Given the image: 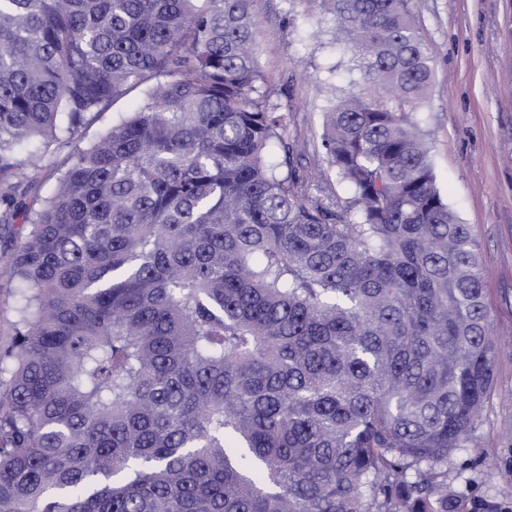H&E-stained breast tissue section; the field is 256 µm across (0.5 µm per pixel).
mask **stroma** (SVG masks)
<instances>
[{
	"label": "stroma",
	"mask_w": 512,
	"mask_h": 512,
	"mask_svg": "<svg viewBox=\"0 0 512 512\" xmlns=\"http://www.w3.org/2000/svg\"><path fill=\"white\" fill-rule=\"evenodd\" d=\"M433 58L427 99L414 117L432 147L436 184L477 240L486 300L498 338L494 385L468 447L448 457V486L466 512H512V0H415ZM258 65L274 100L296 114L291 137L312 161L322 109L335 89L373 94L333 42L330 16L286 0H254ZM34 144L19 150L33 204L54 186L53 172L73 147L39 164ZM0 226V336L10 335L17 281L10 238Z\"/></svg>",
	"instance_id": "stroma-1"
}]
</instances>
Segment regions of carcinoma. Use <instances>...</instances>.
<instances>
[{"mask_svg":"<svg viewBox=\"0 0 512 512\" xmlns=\"http://www.w3.org/2000/svg\"><path fill=\"white\" fill-rule=\"evenodd\" d=\"M301 1L380 93L324 106L315 178L254 0H0V512H464L498 342L409 112L432 56L414 0ZM141 87L27 205L18 149ZM19 224L4 228L0 226V336H9L14 320L13 306L17 281L10 275V238L19 229Z\"/></svg>","mask_w":512,"mask_h":512,"instance_id":"carcinoma-1","label":"carcinoma"}]
</instances>
